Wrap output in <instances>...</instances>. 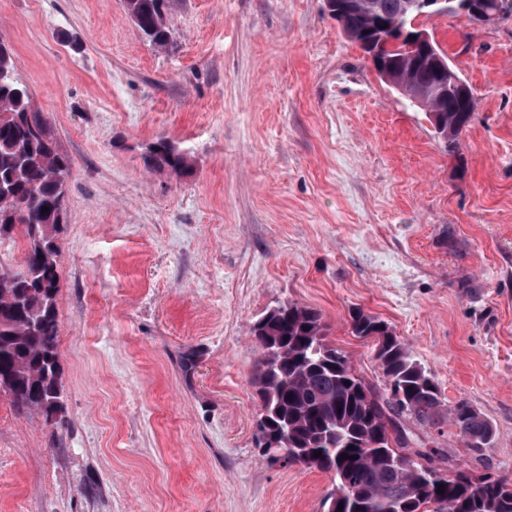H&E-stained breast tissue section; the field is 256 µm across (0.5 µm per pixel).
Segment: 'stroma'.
I'll use <instances>...</instances> for the list:
<instances>
[{"label":"stroma","mask_w":512,"mask_h":512,"mask_svg":"<svg viewBox=\"0 0 512 512\" xmlns=\"http://www.w3.org/2000/svg\"><path fill=\"white\" fill-rule=\"evenodd\" d=\"M0 0L15 74L74 162L58 235L62 424L0 393V512H324L329 473L260 456L250 330L320 311L378 389L353 308L441 390L442 471L512 478V16L420 24L476 99L461 159L324 0ZM181 175L145 163L157 141ZM198 363L184 377L178 361ZM494 431L469 448L449 412ZM126 14L157 48H165L172 32L167 24L170 0H124Z\"/></svg>","instance_id":"stroma-1"}]
</instances>
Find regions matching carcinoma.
Wrapping results in <instances>:
<instances>
[{
  "label": "carcinoma",
  "instance_id": "1",
  "mask_svg": "<svg viewBox=\"0 0 512 512\" xmlns=\"http://www.w3.org/2000/svg\"><path fill=\"white\" fill-rule=\"evenodd\" d=\"M169 2L124 0L126 14L157 48L172 38ZM361 2L364 9L345 12L343 32L353 42H366L365 54L389 69L409 106L430 111L448 155L460 157L474 115L473 92L463 99L442 94L447 75L435 72L427 55L373 39L383 32L397 40L412 30L417 18L408 7L412 0ZM482 2L490 23L512 12L507 0ZM146 164L176 174L187 168L166 140L154 145ZM71 171L70 157L45 115L33 110L29 90L15 76L11 49L0 37V241L18 229L27 244L15 276L0 278V385L14 404L39 412L50 426L61 423L57 238L66 222L63 198ZM350 318L354 335L383 337L379 364L387 385L382 391L356 374L328 341L319 311L281 304L252 326L262 350L254 374L261 420L291 448L284 463L307 456L309 467L333 474L341 492L337 503L343 504L333 512H512L511 478L483 474L475 489L473 476L462 470L454 476L437 473L438 449L423 442L411 447L401 419L436 424L442 406L438 386L387 322L360 308ZM451 420L466 440L489 443V421L468 404H457ZM344 453L350 458H341Z\"/></svg>",
  "mask_w": 512,
  "mask_h": 512
}]
</instances>
